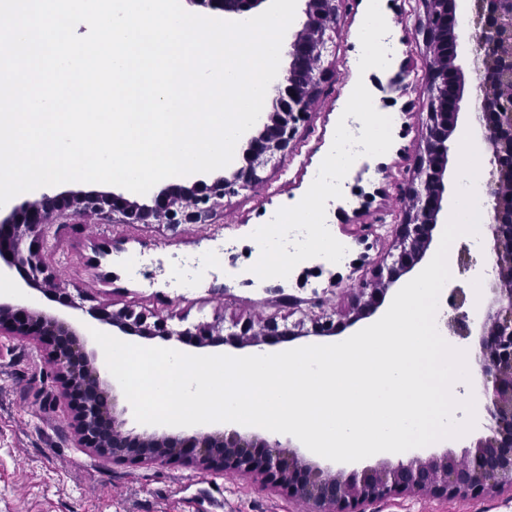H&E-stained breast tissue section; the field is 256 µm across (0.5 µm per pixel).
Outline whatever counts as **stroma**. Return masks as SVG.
<instances>
[{
  "mask_svg": "<svg viewBox=\"0 0 512 512\" xmlns=\"http://www.w3.org/2000/svg\"><path fill=\"white\" fill-rule=\"evenodd\" d=\"M368 0H345L338 16L336 52L326 58L323 94L301 125L295 148L279 165L264 171L257 188L225 198L210 223L178 230L141 224H56L43 257L58 283L81 291L88 304L112 310L126 307L149 318L173 313L186 324L261 322L286 315L279 292L303 299L323 292L314 314L341 323L357 301L352 284L391 264L398 251V195L413 175L414 160L428 120L421 51L408 27L414 0H380L389 28L390 69L411 59L410 92L397 100L373 92L380 111L393 118L391 148L380 156H359L341 182V197L328 200L326 220L348 249L342 262L317 257L300 262L289 277L256 279L251 266L260 255L252 233L268 215L296 205L330 150L337 122L358 81L359 31ZM456 63L465 78L458 128L470 127L480 113L474 85L473 44L460 29ZM105 259H98L100 250ZM449 288L462 289V309L447 307L446 318L466 312L477 317L489 293L485 274L451 264ZM340 284L328 290L331 276ZM25 302L69 322L91 352L100 347L90 333L89 316L40 291ZM0 512H306L283 489L231 475H211L185 462L133 466L101 462L78 447L74 420L47 364L44 347L0 335ZM369 512H512V492L482 499H439L399 494L370 506Z\"/></svg>",
  "mask_w": 512,
  "mask_h": 512,
  "instance_id": "stroma-1",
  "label": "stroma"
}]
</instances>
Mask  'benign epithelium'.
<instances>
[{"label":"benign epithelium","instance_id":"1","mask_svg":"<svg viewBox=\"0 0 512 512\" xmlns=\"http://www.w3.org/2000/svg\"><path fill=\"white\" fill-rule=\"evenodd\" d=\"M263 2L201 0L213 10L237 16ZM468 2L473 24L469 38L480 61L475 90L481 99L482 140L489 154L484 197L491 206L487 229L494 260L490 294L480 316L474 321L465 314L454 324L460 335L478 337L490 434L478 438L474 452L460 458L445 452L396 463L383 461L350 474L286 451L277 439L236 428L190 436L135 434L125 429L115 388L101 377L96 355L86 351L66 321L35 308L0 302V332L50 347L49 364L62 395L70 399L78 447L91 450L104 462L149 465L187 460L213 474L259 479L287 490L307 505V512H366L365 506L399 493L478 499L505 488L512 491V0ZM339 9L340 0H305L306 20L288 43L289 66L274 85L272 110L266 120L241 136L242 166H233L208 183H169L149 205L121 194L80 192L67 196L65 202L44 194L14 206L0 219V241L8 253L0 273L22 269L29 287L43 292L52 288L63 304L77 308L68 289L54 283L40 256L47 230L61 223L64 210L101 224H163L175 230L182 224L208 223L224 197L262 181L260 173L288 154L298 125L322 95L323 59L332 53ZM456 11L457 0H418L412 35L426 49L428 123L416 176L402 190L407 205L398 224L400 253L387 272L378 270L372 280L360 284L358 303L344 322L336 325L318 318L307 331L302 320L282 328L271 317L257 328L244 322L226 334L217 323L176 329L168 324L171 315L150 322L142 313L114 311L104 305L89 307L88 315L117 336H160L200 348L273 345L311 333L330 336L374 315L400 277L426 260L443 209L444 174L463 90L462 73L455 65ZM410 73L402 64L387 83L377 85L402 96L410 87ZM116 213L120 218H114Z\"/></svg>","mask_w":512,"mask_h":512}]
</instances>
